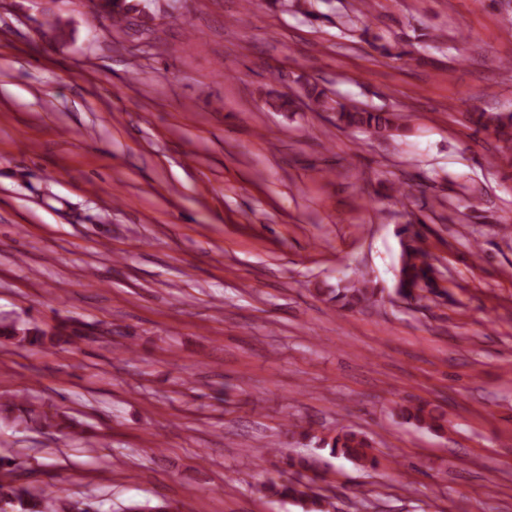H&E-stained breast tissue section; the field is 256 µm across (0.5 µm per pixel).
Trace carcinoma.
Listing matches in <instances>:
<instances>
[{
  "mask_svg": "<svg viewBox=\"0 0 512 512\" xmlns=\"http://www.w3.org/2000/svg\"><path fill=\"white\" fill-rule=\"evenodd\" d=\"M303 96L315 112H334L336 120L347 127L364 129L372 134L382 135L399 129L406 120L401 112H382L350 106L330 97L317 84L304 87ZM476 124L484 129H493L499 141L512 150V113L481 112ZM426 221L417 216L400 230V268L395 291L406 300L421 298V292H435L438 288L440 271L430 255L421 247L422 228ZM378 289L362 273L339 281L336 287L327 289L328 301L340 310L351 311L358 307L377 302ZM0 338L18 339L32 347L45 344L46 332L37 327L19 329L13 324L0 325ZM406 421L428 429L439 431L447 422L446 414L438 405L419 404L402 410ZM318 446L329 450L333 457H343L374 466L377 457L372 455L368 439L351 429H341L330 438L319 439ZM0 470L5 477L0 479V512H90L95 504L90 501L68 500L57 492H44L33 498L28 490L14 484L11 475L18 470L15 460L0 457ZM265 493L280 499H289L306 507V512H328L325 500L313 488L299 479L270 480L262 485Z\"/></svg>",
  "mask_w": 512,
  "mask_h": 512,
  "instance_id": "obj_1",
  "label": "carcinoma"
}]
</instances>
